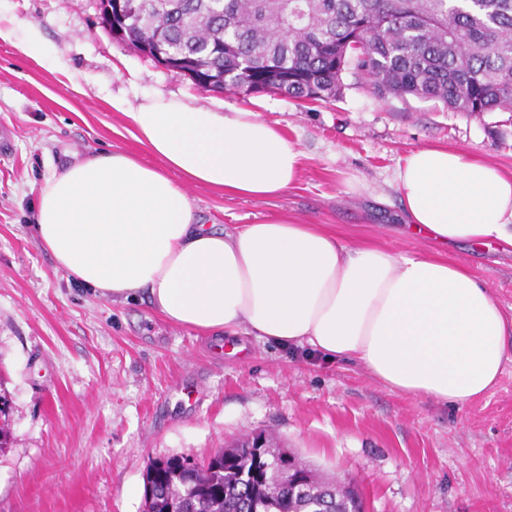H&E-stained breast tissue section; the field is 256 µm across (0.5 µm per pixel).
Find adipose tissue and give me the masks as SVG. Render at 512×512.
<instances>
[{"instance_id":"ef3b65f1","label":"adipose tissue","mask_w":512,"mask_h":512,"mask_svg":"<svg viewBox=\"0 0 512 512\" xmlns=\"http://www.w3.org/2000/svg\"><path fill=\"white\" fill-rule=\"evenodd\" d=\"M152 156L89 155L40 189L36 237L95 295L145 299L178 325L306 347L364 366L395 392L458 407L498 383L512 317L440 254L348 246L322 224L203 223L183 185L282 195L302 151L260 115L162 93L112 98ZM401 228L441 246L512 253V176L443 147L411 150L393 179Z\"/></svg>"}]
</instances>
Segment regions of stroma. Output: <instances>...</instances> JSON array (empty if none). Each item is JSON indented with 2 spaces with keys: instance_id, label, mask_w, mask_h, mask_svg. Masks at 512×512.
Segmentation results:
<instances>
[{
  "instance_id": "35a3bbf8",
  "label": "stroma",
  "mask_w": 512,
  "mask_h": 512,
  "mask_svg": "<svg viewBox=\"0 0 512 512\" xmlns=\"http://www.w3.org/2000/svg\"><path fill=\"white\" fill-rule=\"evenodd\" d=\"M0 19L36 26L48 68L0 42V392L12 439L0 450V512H143L149 466L207 461L241 436L273 435L329 479L349 480L367 512H512V360L498 387L458 409L391 391L367 371L249 336L217 350L210 334L143 303L96 297L57 269L33 224L52 174L98 152L149 161L112 110L161 92L213 110L259 113L303 152L282 196L186 191L205 223L285 216L326 224L349 246L393 254L442 251L469 265L512 314V255L422 241L390 222L392 187L412 149L442 145L512 175V118L376 95L352 74L342 100L204 92L184 74L112 39L97 0H0Z\"/></svg>"
}]
</instances>
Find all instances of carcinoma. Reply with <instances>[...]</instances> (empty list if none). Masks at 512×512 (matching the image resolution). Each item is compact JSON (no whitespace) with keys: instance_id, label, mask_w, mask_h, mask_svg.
Segmentation results:
<instances>
[{"instance_id":"obj_1","label":"carcinoma","mask_w":512,"mask_h":512,"mask_svg":"<svg viewBox=\"0 0 512 512\" xmlns=\"http://www.w3.org/2000/svg\"><path fill=\"white\" fill-rule=\"evenodd\" d=\"M123 42L141 35L189 59L203 88L340 99L343 74L380 97L437 101L450 112H512V0H138ZM205 464L171 457L144 512H359L363 499L307 469V492L285 498L275 472L252 473L244 448Z\"/></svg>"}]
</instances>
